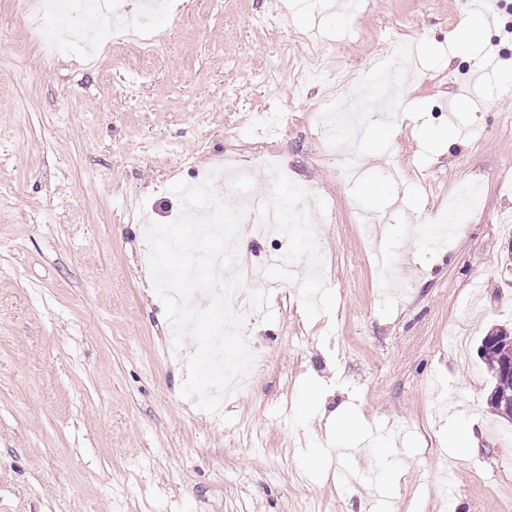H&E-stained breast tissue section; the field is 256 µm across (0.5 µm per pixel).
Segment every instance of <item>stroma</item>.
<instances>
[{
	"label": "stroma",
	"instance_id": "obj_1",
	"mask_svg": "<svg viewBox=\"0 0 512 512\" xmlns=\"http://www.w3.org/2000/svg\"><path fill=\"white\" fill-rule=\"evenodd\" d=\"M346 2L280 0L259 29L268 0H172L166 47L133 82L121 46L88 67L91 43L65 34L77 18H44L48 55L10 22L23 0H0V512H512V422L488 405L478 355L489 328L512 327V90L424 164L420 122L403 117L343 183L303 101L365 75L375 35L444 46L464 23L448 17L461 0ZM295 29L327 43L324 72L290 50ZM487 48L512 64V0ZM478 70L460 53L414 60L404 89L442 122ZM269 137L314 219L238 255L245 292H262L260 266L281 288L252 317L264 368L224 399L226 424L180 394L195 346L174 345L127 205L172 221L170 184L219 156L265 190L253 155ZM469 184L481 210L459 214L461 233L437 246L411 232ZM358 211L378 216L370 232ZM375 242L406 260L384 288ZM341 418L366 432L359 451H338Z\"/></svg>",
	"mask_w": 512,
	"mask_h": 512
}]
</instances>
